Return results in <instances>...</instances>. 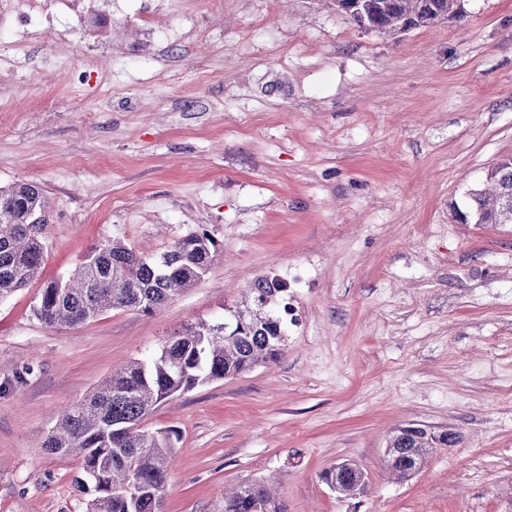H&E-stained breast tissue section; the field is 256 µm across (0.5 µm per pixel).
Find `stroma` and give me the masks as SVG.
Here are the masks:
<instances>
[{
  "label": "stroma",
  "instance_id": "1",
  "mask_svg": "<svg viewBox=\"0 0 512 512\" xmlns=\"http://www.w3.org/2000/svg\"><path fill=\"white\" fill-rule=\"evenodd\" d=\"M58 0L43 36L0 14V186L50 199L40 280L0 301V512H87L43 449L59 409L185 325L285 290L274 363L160 405L178 432L167 512L268 484L284 512H512V224H466L512 156V0L366 32L333 0ZM192 232L211 270L153 313L41 323L43 281L118 238ZM408 423L456 434L398 478ZM349 461L363 494L325 480Z\"/></svg>",
  "mask_w": 512,
  "mask_h": 512
}]
</instances>
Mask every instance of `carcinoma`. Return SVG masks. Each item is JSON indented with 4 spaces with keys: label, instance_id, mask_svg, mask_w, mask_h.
Listing matches in <instances>:
<instances>
[{
    "label": "carcinoma",
    "instance_id": "obj_1",
    "mask_svg": "<svg viewBox=\"0 0 512 512\" xmlns=\"http://www.w3.org/2000/svg\"><path fill=\"white\" fill-rule=\"evenodd\" d=\"M368 25L385 32L417 28L436 17L461 13L460 0H363ZM485 191L472 195L464 213L475 224H502L512 200V156L505 157ZM45 190L18 182L0 188V301L38 279L44 244L37 217L47 213ZM212 239L190 233L157 256L140 254L121 239L93 247L78 270L43 284L33 308L51 327H74L112 309L150 313L211 269ZM283 292L262 280L255 308L237 310L229 327L199 322L173 333L150 361L134 360L92 394L62 408L42 447L62 460L80 461L79 487L93 494L88 512H165L176 432L142 426L165 401L209 382L275 361L284 341L282 319L263 308ZM224 512H281L260 483L224 497Z\"/></svg>",
    "mask_w": 512,
    "mask_h": 512
}]
</instances>
